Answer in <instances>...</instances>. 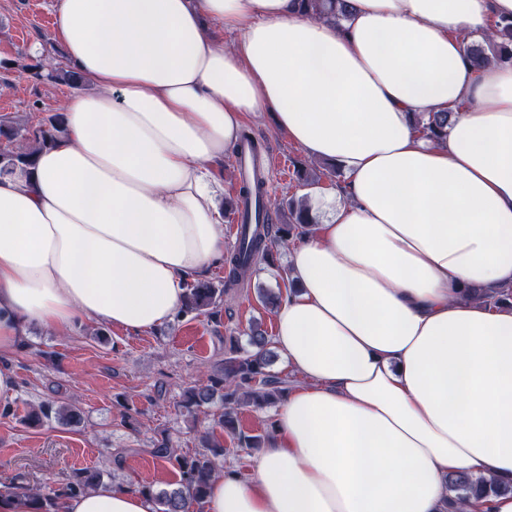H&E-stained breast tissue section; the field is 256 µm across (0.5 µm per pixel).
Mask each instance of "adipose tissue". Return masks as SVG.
Returning <instances> with one entry per match:
<instances>
[{"mask_svg": "<svg viewBox=\"0 0 512 512\" xmlns=\"http://www.w3.org/2000/svg\"><path fill=\"white\" fill-rule=\"evenodd\" d=\"M350 4L337 23L297 0H55L95 90L66 97L30 173L0 177L3 355L33 328L171 321L224 258L212 169L247 114L341 164L275 313L299 381L205 512H444L448 474L512 480V309L459 296L512 286V64L464 55L512 0ZM444 111L446 137L425 138L417 117ZM157 510L123 486L59 508Z\"/></svg>", "mask_w": 512, "mask_h": 512, "instance_id": "ef3b65f1", "label": "adipose tissue"}]
</instances>
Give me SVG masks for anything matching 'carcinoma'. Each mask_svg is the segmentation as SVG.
<instances>
[{"label": "carcinoma", "mask_w": 512, "mask_h": 512, "mask_svg": "<svg viewBox=\"0 0 512 512\" xmlns=\"http://www.w3.org/2000/svg\"><path fill=\"white\" fill-rule=\"evenodd\" d=\"M302 10L310 16L329 18L340 22L347 17L348 0H300ZM467 57L481 66L491 61L512 63V19L495 24L494 35L483 44H472L465 48ZM42 62L25 65L23 69L32 72L38 79L46 78L55 83L81 86L85 78L71 67L57 66L43 73ZM452 112H433L417 120L418 131L435 140L449 124ZM61 115H56L47 124L35 127L15 126L0 123V174L17 169H29L34 155L51 145L59 132ZM289 222L286 224L244 225L243 234L237 247L225 259L228 275L224 287L219 288L206 280L192 284L185 293L181 313L207 314L217 318L218 307L225 294L248 284L258 263H271L274 246L300 239L312 233L307 198H291L287 203ZM466 300L489 303L495 306L512 307V288H466L462 292ZM267 332L257 326L249 329L247 347H242L236 337H229L224 348L223 372L208 377L207 383L186 391L180 406L189 413L201 410L210 404L215 396L224 403V412L218 417V424L228 433L236 434V407L249 405L262 409L282 401L288 392V379L268 370L272 352ZM83 410L74 400L60 404L45 405L40 413L30 416L39 422L56 418L63 424L75 425L82 420ZM153 457L171 462L179 471L178 487L171 491L154 492L151 486L143 485L139 492L155 499L160 504L158 512H188L189 504L201 506L205 503L213 483L221 477L216 459L224 448L213 444L208 438L202 439V448L190 454H180L166 439L156 441L147 449ZM103 487V475L97 470L82 469L63 486L57 489L29 488L25 485L13 487L12 494L22 495L33 504L32 512H59L62 500L85 494ZM512 494V482L495 479L474 478L465 472L448 475V512H457L463 505L475 500L488 499Z\"/></svg>", "instance_id": "obj_1"}]
</instances>
